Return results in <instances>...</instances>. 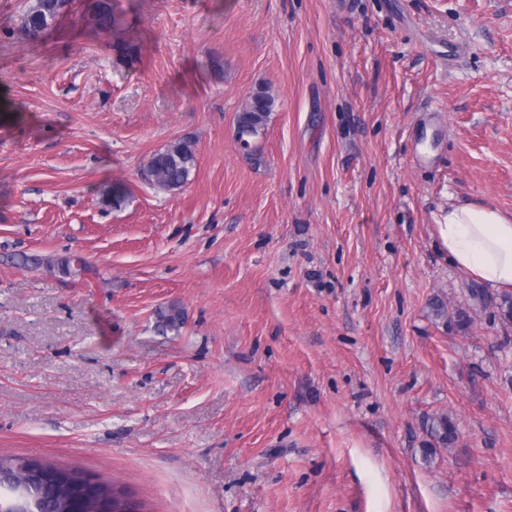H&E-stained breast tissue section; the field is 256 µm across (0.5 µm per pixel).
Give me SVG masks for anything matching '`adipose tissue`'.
I'll return each instance as SVG.
<instances>
[{
  "instance_id": "ef3b65f1",
  "label": "adipose tissue",
  "mask_w": 512,
  "mask_h": 512,
  "mask_svg": "<svg viewBox=\"0 0 512 512\" xmlns=\"http://www.w3.org/2000/svg\"><path fill=\"white\" fill-rule=\"evenodd\" d=\"M449 262L476 281L512 289V218L478 205H453L435 226Z\"/></svg>"
}]
</instances>
